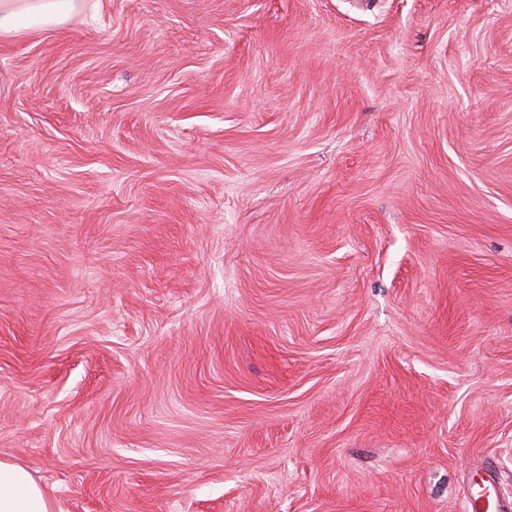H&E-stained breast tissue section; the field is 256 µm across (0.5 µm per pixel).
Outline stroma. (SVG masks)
I'll list each match as a JSON object with an SVG mask.
<instances>
[{"instance_id": "35a3bbf8", "label": "stroma", "mask_w": 512, "mask_h": 512, "mask_svg": "<svg viewBox=\"0 0 512 512\" xmlns=\"http://www.w3.org/2000/svg\"><path fill=\"white\" fill-rule=\"evenodd\" d=\"M0 74L53 512H512V0H82Z\"/></svg>"}]
</instances>
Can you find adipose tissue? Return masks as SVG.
<instances>
[{
    "label": "adipose tissue",
    "instance_id": "adipose-tissue-1",
    "mask_svg": "<svg viewBox=\"0 0 512 512\" xmlns=\"http://www.w3.org/2000/svg\"><path fill=\"white\" fill-rule=\"evenodd\" d=\"M78 7V0H0V40L57 29ZM0 512H52V505L26 468L0 460Z\"/></svg>",
    "mask_w": 512,
    "mask_h": 512
}]
</instances>
